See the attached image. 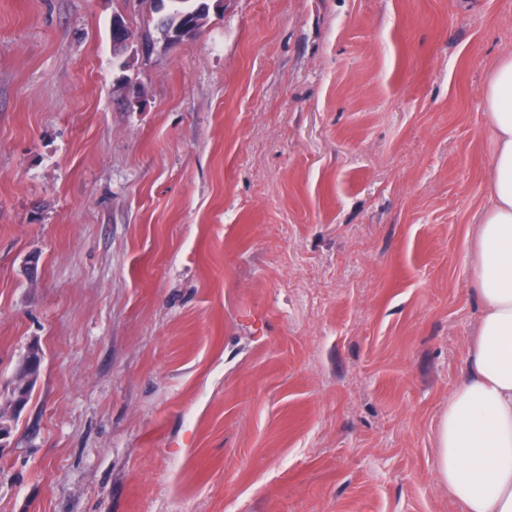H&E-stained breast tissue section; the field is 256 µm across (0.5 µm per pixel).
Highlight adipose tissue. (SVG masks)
Returning a JSON list of instances; mask_svg holds the SVG:
<instances>
[{
  "label": "adipose tissue",
  "mask_w": 512,
  "mask_h": 512,
  "mask_svg": "<svg viewBox=\"0 0 512 512\" xmlns=\"http://www.w3.org/2000/svg\"><path fill=\"white\" fill-rule=\"evenodd\" d=\"M493 145L471 281L482 315L437 430L435 471L463 512H512V51L485 87Z\"/></svg>",
  "instance_id": "adipose-tissue-1"
}]
</instances>
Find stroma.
Returning <instances> with one entry per match:
<instances>
[{
	"instance_id": "1",
	"label": "stroma",
	"mask_w": 512,
	"mask_h": 512,
	"mask_svg": "<svg viewBox=\"0 0 512 512\" xmlns=\"http://www.w3.org/2000/svg\"><path fill=\"white\" fill-rule=\"evenodd\" d=\"M159 18L0 0V512H462L436 429L512 0Z\"/></svg>"
}]
</instances>
